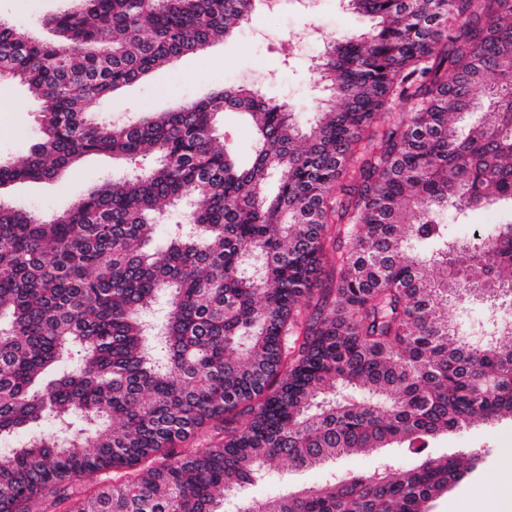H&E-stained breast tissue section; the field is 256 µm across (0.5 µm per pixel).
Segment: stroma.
<instances>
[{
  "instance_id": "1",
  "label": "stroma",
  "mask_w": 512,
  "mask_h": 512,
  "mask_svg": "<svg viewBox=\"0 0 512 512\" xmlns=\"http://www.w3.org/2000/svg\"><path fill=\"white\" fill-rule=\"evenodd\" d=\"M67 6V0H0V20L34 39L50 41L54 35L42 20ZM313 25L339 36L360 32L368 22L350 13L343 0H282L272 14L260 6L231 38L155 69L147 79L126 86L118 99L93 103L89 114L96 119L119 120L130 113L170 112L205 98L218 87L243 84L257 86L266 98L288 104L304 118H311L333 100L327 83L313 72L324 54L323 45L306 36ZM0 101L8 106L7 111H0V160L18 164L38 139L39 105L25 87L1 80ZM125 171V163L111 155H87L54 179L15 185L10 199L16 207L47 217L72 207L102 181L120 178ZM444 221L450 239L466 241L489 229L491 223L512 221V208L490 207L464 218L451 212ZM510 446V418L476 423L435 440L430 448L432 456L457 457L472 452L477 461L465 479L433 501L430 512H494L501 494L500 451ZM416 463V457L406 449L394 447L346 455L306 470L284 464L260 473L245 485L238 496L227 501L225 512H237L244 500L318 487L334 476L368 475L387 464L400 471Z\"/></svg>"
}]
</instances>
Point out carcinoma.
<instances>
[{"label": "carcinoma", "instance_id": "obj_1", "mask_svg": "<svg viewBox=\"0 0 512 512\" xmlns=\"http://www.w3.org/2000/svg\"><path fill=\"white\" fill-rule=\"evenodd\" d=\"M258 0H78L52 41L0 22V79L39 136L0 189L91 153L133 164L45 220L0 196V512H224L264 470L512 417V224L448 241L442 215L512 205V0H345L370 19L316 65L336 104L226 86L176 112L88 105L199 51ZM484 118L462 132L477 104ZM256 147L238 160L216 116ZM157 167L143 171L138 158ZM191 208L148 245L163 207ZM420 244L432 250L422 252ZM470 298L488 341L448 321ZM475 457L333 478L238 512H428Z\"/></svg>", "mask_w": 512, "mask_h": 512}]
</instances>
